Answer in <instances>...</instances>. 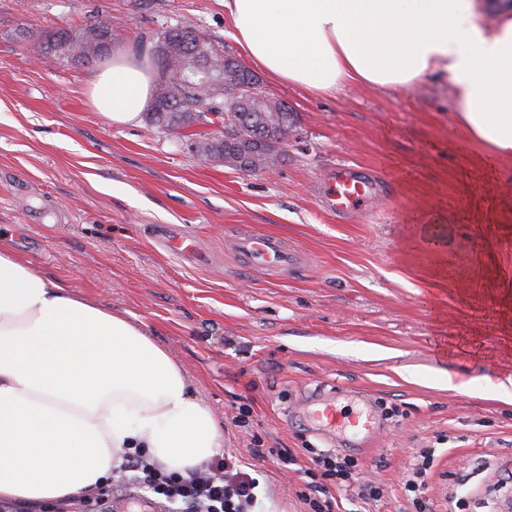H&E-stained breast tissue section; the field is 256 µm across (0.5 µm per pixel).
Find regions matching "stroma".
Returning a JSON list of instances; mask_svg holds the SVG:
<instances>
[{
	"mask_svg": "<svg viewBox=\"0 0 512 512\" xmlns=\"http://www.w3.org/2000/svg\"><path fill=\"white\" fill-rule=\"evenodd\" d=\"M98 18L111 21L116 51L189 20L239 53L224 0H0V238L143 325L213 410L223 456L258 480L266 512H308L304 471L320 451L383 491L374 501L332 487L340 512H412L403 477L423 448L435 451L432 512H446L459 482L482 499L512 470V403L495 390L512 376V159L482 161L449 137L454 98L438 78L314 95L262 72L261 90L296 118L283 161L270 174L207 163L146 122L112 126L89 99L96 65L34 44L41 30ZM340 170L373 182L367 206L325 207ZM428 224L444 228L438 248ZM164 225L196 239L205 262L166 250ZM250 231L282 237L303 261L247 265L233 244ZM316 391L372 404L380 430L360 447L347 433L319 435L302 413ZM242 406L251 418L238 427ZM257 445L297 462L254 459ZM40 512L175 506L127 472Z\"/></svg>",
	"mask_w": 512,
	"mask_h": 512,
	"instance_id": "1",
	"label": "stroma"
}]
</instances>
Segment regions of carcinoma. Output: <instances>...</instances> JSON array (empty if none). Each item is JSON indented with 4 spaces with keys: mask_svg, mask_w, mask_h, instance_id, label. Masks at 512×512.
<instances>
[{
    "mask_svg": "<svg viewBox=\"0 0 512 512\" xmlns=\"http://www.w3.org/2000/svg\"><path fill=\"white\" fill-rule=\"evenodd\" d=\"M36 42L42 54L90 64L112 52V25L96 19L75 28L45 31ZM147 54L156 67L157 84L166 85L167 94L155 95L145 118L167 133L174 128L194 129L185 135L189 148L197 143L205 145L203 150L195 151L196 156L226 165L228 158L247 144L226 137L222 129L215 135L195 130L211 122L210 112H226L231 124L252 139H275L283 145L288 141L294 113L268 100L260 90L241 111H225L224 88L233 89L256 76L248 69L238 71L231 66L234 57L225 54L219 43L197 25L180 21L163 28Z\"/></svg>",
    "mask_w": 512,
    "mask_h": 512,
    "instance_id": "cac0c4a2",
    "label": "carcinoma"
}]
</instances>
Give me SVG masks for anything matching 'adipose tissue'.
<instances>
[{
    "instance_id": "adipose-tissue-1",
    "label": "adipose tissue",
    "mask_w": 512,
    "mask_h": 512,
    "mask_svg": "<svg viewBox=\"0 0 512 512\" xmlns=\"http://www.w3.org/2000/svg\"><path fill=\"white\" fill-rule=\"evenodd\" d=\"M244 56L315 93L406 89L438 75L454 88L455 128L512 158V12L477 19V0H224ZM153 72L113 53L94 107L137 125ZM224 433L181 367L140 325L19 261L0 241V504L97 493L127 450L191 475Z\"/></svg>"
}]
</instances>
